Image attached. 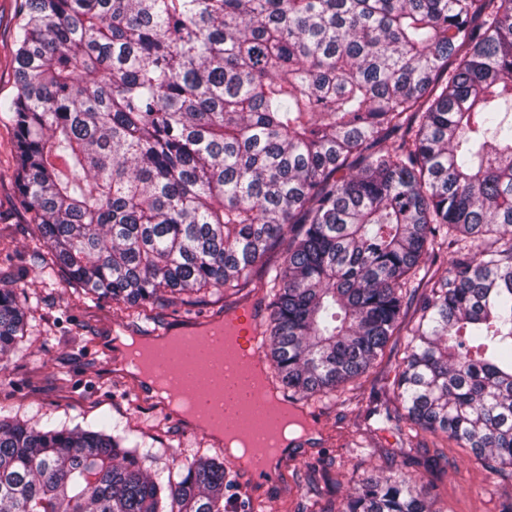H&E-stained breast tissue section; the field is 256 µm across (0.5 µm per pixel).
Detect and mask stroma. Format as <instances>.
I'll return each instance as SVG.
<instances>
[{"mask_svg": "<svg viewBox=\"0 0 512 512\" xmlns=\"http://www.w3.org/2000/svg\"><path fill=\"white\" fill-rule=\"evenodd\" d=\"M20 20L19 0H0V100L15 92L14 32ZM14 131L0 123V286L19 295L38 296L32 328L14 354L0 361V407L24 418L53 423L93 425L108 420L142 437L154 465L167 467L174 455L213 456L220 448L190 423L176 424L149 402L146 384L120 369L102 370L96 358L120 353L122 340L114 327L126 324L122 310L109 300L79 303L65 282L49 286L32 258L34 231L14 184ZM222 303L210 297L192 306L160 304L153 310L159 326L180 327L218 313ZM404 337H392L360 389L344 403L320 408L315 426L293 438L287 458L271 482L235 486L226 495L227 512H239L246 500L261 503L264 512H304L310 488H318L333 512L366 477L401 469L419 476L437 512H502L512 498V477L474 459L469 449L442 443L421 433L408 446L397 428L379 430L370 411L400 415L393 395L395 364ZM145 396L141 406L128 402L127 392ZM366 437L374 455H356L351 448Z\"/></svg>", "mask_w": 512, "mask_h": 512, "instance_id": "stroma-1", "label": "stroma"}]
</instances>
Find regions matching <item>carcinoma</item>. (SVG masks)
I'll return each instance as SVG.
<instances>
[{
  "instance_id": "cac0c4a2",
  "label": "carcinoma",
  "mask_w": 512,
  "mask_h": 512,
  "mask_svg": "<svg viewBox=\"0 0 512 512\" xmlns=\"http://www.w3.org/2000/svg\"><path fill=\"white\" fill-rule=\"evenodd\" d=\"M14 43L0 122L48 283L132 326L260 292L293 404L341 400L403 333L379 424L512 466V0H22ZM34 309L0 287V360ZM152 463L107 423L3 415L0 512H225L224 460ZM431 506L397 470L341 512Z\"/></svg>"
}]
</instances>
